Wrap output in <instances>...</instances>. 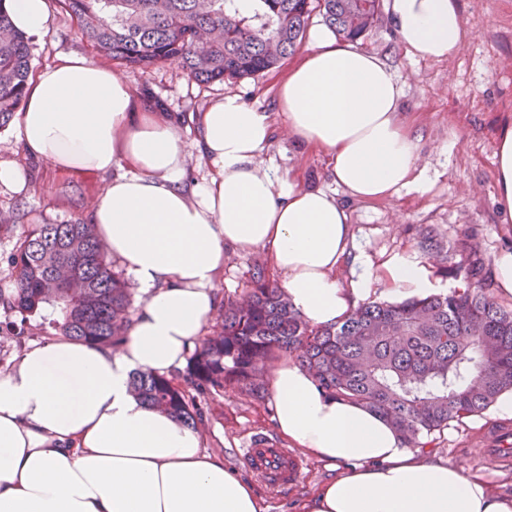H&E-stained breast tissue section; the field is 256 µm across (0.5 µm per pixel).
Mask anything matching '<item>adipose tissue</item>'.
<instances>
[{
	"mask_svg": "<svg viewBox=\"0 0 512 512\" xmlns=\"http://www.w3.org/2000/svg\"><path fill=\"white\" fill-rule=\"evenodd\" d=\"M16 29L52 31L48 0H6ZM398 43L413 59L444 61L469 32L457 0H389ZM201 178H190L178 123L137 107L111 68L73 55L37 69L14 117L26 156L66 177L108 176L90 222L112 259L135 278L143 308L116 346L65 335L33 343L0 374V512H263L253 486L207 452L200 429L134 395L138 370L175 375L207 332L227 249H263L281 286L313 326L341 322L383 287L431 288L423 264L395 256L349 286L357 264L345 199L378 202L425 189L423 136L394 69L339 43L326 27L279 82L276 109L226 94L191 115ZM328 159L334 190L302 186L261 155L276 124ZM495 183L512 222V125L497 139ZM278 433L337 478L300 512H512V493L484 473L408 447L383 415L327 393L294 358L269 366Z\"/></svg>",
	"mask_w": 512,
	"mask_h": 512,
	"instance_id": "ef3b65f1",
	"label": "adipose tissue"
}]
</instances>
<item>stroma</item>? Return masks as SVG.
I'll return each instance as SVG.
<instances>
[{"instance_id":"35a3bbf8","label":"stroma","mask_w":512,"mask_h":512,"mask_svg":"<svg viewBox=\"0 0 512 512\" xmlns=\"http://www.w3.org/2000/svg\"><path fill=\"white\" fill-rule=\"evenodd\" d=\"M460 7L474 35L450 62L410 60L383 14L356 42L358 48L391 64L403 85L406 107L416 114L424 137L421 158L427 182L423 191H404L375 203H348L356 251L375 267L393 256L421 261L438 294L457 290L465 279L446 273L422 250L425 231H434L444 249L451 252L467 243L487 263L500 250L512 247V223H502L494 198L495 144L503 125L512 121V0H460ZM51 10L55 26L49 35L33 40V67L68 55L92 56V48L79 37L70 17L59 5H52ZM304 52V47H297L275 68L221 83L191 81L174 63L145 72L119 65L115 72L134 89L138 103L183 118L187 170L194 177L199 173L196 132L187 116L228 93L239 95L261 111H273L279 78ZM265 158L279 171H300L304 186H333L323 156L294 145L283 132L274 133ZM27 167V193L0 192V212L11 217L10 223L0 226V254L9 253L30 225L88 220L92 201L108 182L100 175L62 177L41 161L28 162ZM257 261L265 264L269 258L261 250L228 252L217 282L219 297L244 294ZM49 319L43 310L28 317L0 312V372L10 370L24 346L53 336ZM179 379L180 389L194 395L204 412L202 431L208 451L222 455L225 466L252 482L269 512H295L296 502L332 478V471L304 453L300 456L302 475L296 483L270 485L257 479L241 457V448L258 434L274 446H288L271 420L266 401L245 396L233 387L225 388L221 397L204 398L197 395L187 374H180ZM494 425L512 431V419L501 418L490 408L471 421L449 423L435 434L431 447L442 462L482 471L511 491L512 455L489 457L484 453Z\"/></svg>"}]
</instances>
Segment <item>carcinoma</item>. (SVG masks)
Returning a JSON list of instances; mask_svg holds the SVG:
<instances>
[{
    "label": "carcinoma",
    "instance_id": "obj_1",
    "mask_svg": "<svg viewBox=\"0 0 512 512\" xmlns=\"http://www.w3.org/2000/svg\"><path fill=\"white\" fill-rule=\"evenodd\" d=\"M77 34L101 56L151 69L169 60L199 83L241 79L269 70L276 40L292 54L313 11L344 40L354 41L379 14L380 0H259L241 15L234 0H57ZM31 40L11 24L0 0V129L24 103L31 75ZM449 261L465 274L462 293L430 294L400 303L368 302L342 322L309 325L270 279L262 263L251 270L243 299L219 303L220 324L189 358L198 390L219 395L234 386L266 395L264 371L276 357H296L321 386L385 415L411 448L451 421L478 415L512 390V308L488 295L482 261L467 253ZM16 288L0 293L3 308L32 314L52 308V325L78 341L115 343L130 323V293L107 259L91 225L36 224L6 257ZM61 262L73 265L79 287L51 292ZM134 392L152 407L195 427L203 411L166 376L140 371Z\"/></svg>",
    "mask_w": 512,
    "mask_h": 512
}]
</instances>
